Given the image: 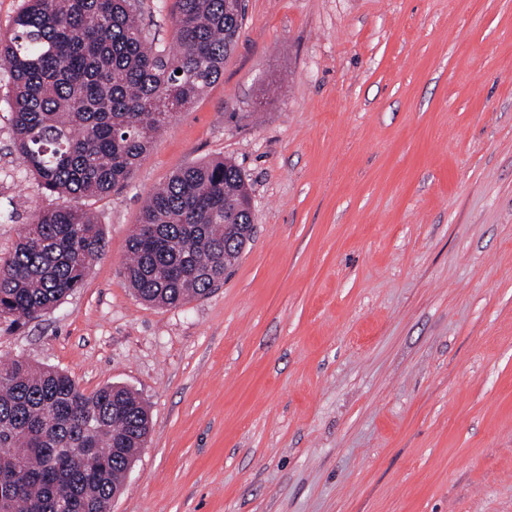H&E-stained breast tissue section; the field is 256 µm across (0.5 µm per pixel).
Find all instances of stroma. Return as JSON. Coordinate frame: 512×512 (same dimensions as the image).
I'll return each instance as SVG.
<instances>
[{"instance_id":"1","label":"stroma","mask_w":512,"mask_h":512,"mask_svg":"<svg viewBox=\"0 0 512 512\" xmlns=\"http://www.w3.org/2000/svg\"><path fill=\"white\" fill-rule=\"evenodd\" d=\"M228 159L254 233L177 307L122 275L143 199ZM0 75V258L55 205ZM93 211L104 255L0 362L146 402L110 512H512V0H246L224 73Z\"/></svg>"}]
</instances>
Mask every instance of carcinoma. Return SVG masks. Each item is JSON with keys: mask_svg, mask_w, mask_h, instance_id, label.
<instances>
[{"mask_svg": "<svg viewBox=\"0 0 512 512\" xmlns=\"http://www.w3.org/2000/svg\"><path fill=\"white\" fill-rule=\"evenodd\" d=\"M244 17L243 0H174L172 49L142 24L140 0H23L0 38L22 170L51 196L111 193L171 122L165 107L192 103L220 78ZM250 201L231 161L175 172L129 240L122 273L135 295L177 306L222 284L246 242ZM105 247L82 208L35 213L0 259V320L56 307ZM149 433L146 404L125 386L87 394L63 371L0 363V512H109Z\"/></svg>", "mask_w": 512, "mask_h": 512, "instance_id": "1", "label": "carcinoma"}]
</instances>
